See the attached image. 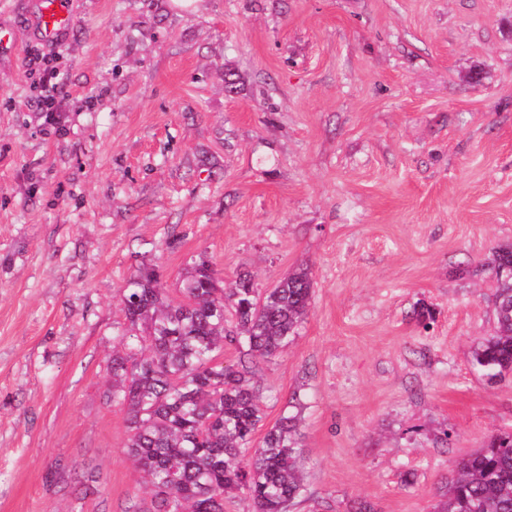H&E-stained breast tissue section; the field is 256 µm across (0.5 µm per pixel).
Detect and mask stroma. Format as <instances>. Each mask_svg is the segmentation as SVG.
<instances>
[{
    "instance_id": "35a3bbf8",
    "label": "stroma",
    "mask_w": 512,
    "mask_h": 512,
    "mask_svg": "<svg viewBox=\"0 0 512 512\" xmlns=\"http://www.w3.org/2000/svg\"><path fill=\"white\" fill-rule=\"evenodd\" d=\"M35 2L0 0V512H149L107 399L121 287L151 262L178 297L198 255L311 269L254 362L265 426L304 405L292 512H435L512 430V375L472 365L512 244V0H71L58 132ZM53 61L52 55H43L35 71L40 75L42 91L37 97V110L45 114V121L48 124H58V116L62 105L61 101L55 95V89L58 83L54 81L58 78V73L54 67L49 64Z\"/></svg>"
}]
</instances>
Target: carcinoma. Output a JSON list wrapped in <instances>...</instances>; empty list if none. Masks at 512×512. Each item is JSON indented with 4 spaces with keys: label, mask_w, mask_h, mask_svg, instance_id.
<instances>
[{
    "label": "carcinoma",
    "mask_w": 512,
    "mask_h": 512,
    "mask_svg": "<svg viewBox=\"0 0 512 512\" xmlns=\"http://www.w3.org/2000/svg\"><path fill=\"white\" fill-rule=\"evenodd\" d=\"M486 271L493 284V336L472 364L490 381L512 372V245L499 247ZM163 274L141 264L122 288V335L136 347L112 350L107 398L125 409L129 456L145 474L150 512H224L245 492L254 512H289L305 493L298 399L288 402L258 447L263 389L253 360H271L298 335L310 310L313 279L298 267L265 291L239 272L224 282L210 262L191 258L180 299ZM240 346L224 363V346ZM438 512H512V432L458 462Z\"/></svg>",
    "instance_id": "cac0c4a2"
}]
</instances>
